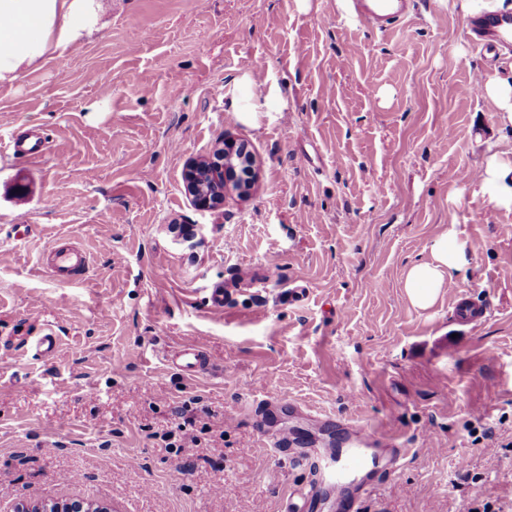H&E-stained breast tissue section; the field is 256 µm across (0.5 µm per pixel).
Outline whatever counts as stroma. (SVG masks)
Here are the masks:
<instances>
[{
  "label": "stroma",
  "mask_w": 512,
  "mask_h": 512,
  "mask_svg": "<svg viewBox=\"0 0 512 512\" xmlns=\"http://www.w3.org/2000/svg\"><path fill=\"white\" fill-rule=\"evenodd\" d=\"M100 2L91 39L0 85V512H305L310 471L256 423L284 395L409 444L357 512H512V207L467 177L512 162V126L459 92L512 84V49L466 27L512 0H431L383 34L346 0ZM25 130L37 161L7 149ZM224 139L254 188L198 209L186 166ZM454 224L469 269L417 310L406 271ZM60 237L90 252L83 280L42 267ZM462 296L487 313L459 320ZM189 341L214 374L169 365ZM182 419L197 446L166 447ZM110 509L101 503L69 500V501H44L30 503L22 501L16 504L14 512H108Z\"/></svg>",
  "instance_id": "stroma-1"
}]
</instances>
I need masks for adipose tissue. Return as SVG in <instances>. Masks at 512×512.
I'll return each instance as SVG.
<instances>
[{
  "label": "adipose tissue",
  "instance_id": "adipose-tissue-1",
  "mask_svg": "<svg viewBox=\"0 0 512 512\" xmlns=\"http://www.w3.org/2000/svg\"><path fill=\"white\" fill-rule=\"evenodd\" d=\"M100 19L98 0H0V84L39 68L49 52L91 37ZM477 184L480 192L495 191L501 205L512 206V163L487 158ZM426 249L428 260L413 264L405 276L406 294L421 310L431 308L454 273L469 265L457 228L430 239Z\"/></svg>",
  "mask_w": 512,
  "mask_h": 512
}]
</instances>
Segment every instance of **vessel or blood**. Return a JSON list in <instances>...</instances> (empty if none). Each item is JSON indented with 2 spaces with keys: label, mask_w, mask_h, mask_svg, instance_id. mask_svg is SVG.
I'll return each mask as SVG.
<instances>
[{
  "label": "vessel or blood",
  "mask_w": 512,
  "mask_h": 512,
  "mask_svg": "<svg viewBox=\"0 0 512 512\" xmlns=\"http://www.w3.org/2000/svg\"><path fill=\"white\" fill-rule=\"evenodd\" d=\"M358 20L374 32L384 33L406 19L413 11L414 0H351ZM472 39L480 45L512 44V10L484 8L473 14L467 21ZM9 148L13 155L32 160L45 152V140L37 134L16 136L10 139ZM44 268L52 278L61 284L71 283L73 278L85 274L90 258L76 243L59 239L43 253ZM183 376L197 377L209 368V362L200 346L194 342L182 344L180 361L177 365ZM337 424L336 419H317L316 427L322 436L321 450L317 453L299 448L296 436L285 432L275 433L271 440L274 448H289L299 463L313 469L317 480L305 493L309 506H317L322 493L333 494L335 512H353L356 496L369 492L374 482L365 477L367 467L378 465V458L369 457V450L384 446L392 449L390 466H397L406 456V448L394 434L355 426L351 429L353 443L346 448L337 447L330 431Z\"/></svg>",
  "instance_id": "vessel-or-blood-1"
}]
</instances>
